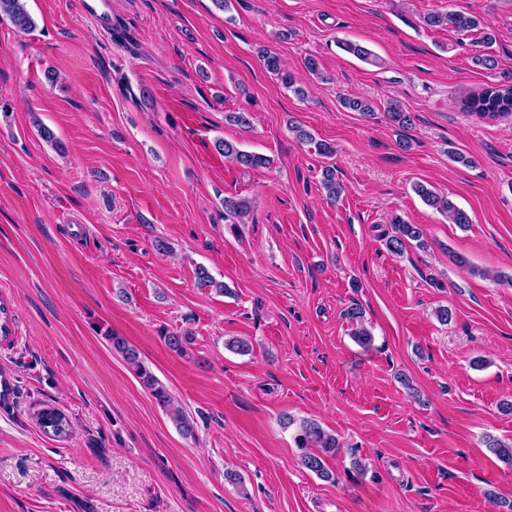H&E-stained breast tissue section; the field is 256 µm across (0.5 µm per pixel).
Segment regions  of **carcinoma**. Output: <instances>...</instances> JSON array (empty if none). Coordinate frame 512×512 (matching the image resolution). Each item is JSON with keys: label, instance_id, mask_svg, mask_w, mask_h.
Instances as JSON below:
<instances>
[{"label": "carcinoma", "instance_id": "carcinoma-1", "mask_svg": "<svg viewBox=\"0 0 512 512\" xmlns=\"http://www.w3.org/2000/svg\"><path fill=\"white\" fill-rule=\"evenodd\" d=\"M26 0H0V15L7 16L14 27L21 32H30L36 28V24L25 6ZM424 23L431 28L450 29L458 34H465L480 28V21L463 10H449L447 12L429 13L424 17ZM264 67L271 73L280 77L285 88L303 98L305 91L295 86V79L282 64L279 56L265 48L259 50ZM462 107L469 114L484 119H500L512 117V84L491 86L482 88L462 101ZM385 115L387 118L401 128L412 124L410 113L395 101L387 103ZM216 150L224 155V158L238 164L244 169L268 167L273 160L267 156L243 151L236 144L219 139L215 143ZM321 184L330 202H336L344 192L343 184L336 179V169L327 166L323 169ZM415 190L423 200L431 207L446 214L448 221L460 226L470 224L468 214L455 206L448 198L439 195L426 187L418 184ZM224 214L227 219H234L243 224L251 212L250 201L244 198L226 197L222 200ZM417 242L418 246L424 248L427 241L424 238V231L418 224H405L397 221L391 224V232L385 237L386 248L394 253L400 254L411 242ZM195 282L197 287L210 289L217 293H224L227 287L224 283L216 281L208 271L199 266L195 270ZM345 317L353 326V336L359 343L368 346L372 337L364 325L363 311L359 307H349ZM107 339L112 345L113 351L120 354L128 368L140 379L141 383L149 390L157 404L167 409L172 421L185 436L194 435V421L187 416L180 408L174 406L173 398L168 388L163 385L152 374L140 359L139 352L128 341L119 335L111 333ZM166 345L179 355L187 353V346L192 343L189 334L181 331L171 332L164 336ZM282 426L289 428L297 426L294 441L296 447L301 450L300 464L317 476L329 479L332 473L326 467L325 456L336 455L339 443L336 437L324 431L317 423L304 420L295 423V420L284 414L281 416ZM486 447L490 448L504 463L512 466V443H504L490 435L485 436Z\"/></svg>", "mask_w": 512, "mask_h": 512}]
</instances>
